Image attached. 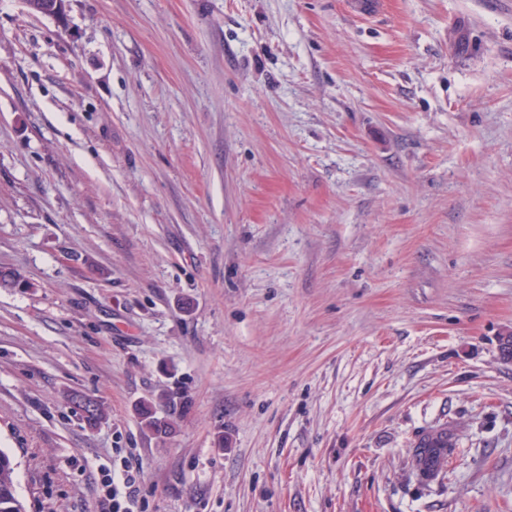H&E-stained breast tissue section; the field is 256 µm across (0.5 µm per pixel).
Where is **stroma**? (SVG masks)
Listing matches in <instances>:
<instances>
[{"mask_svg":"<svg viewBox=\"0 0 512 512\" xmlns=\"http://www.w3.org/2000/svg\"><path fill=\"white\" fill-rule=\"evenodd\" d=\"M385 2L0 0L26 512H512V0ZM414 461L421 475L437 479L448 464V458L456 448V441L448 428L424 434L414 446ZM122 486L124 492H120L119 487L115 484L114 476L106 469H103L101 488L98 496L99 510L98 512H134L132 506L136 499L137 488L136 481L140 475V468L135 467V471L129 466L125 467Z\"/></svg>","mask_w":512,"mask_h":512,"instance_id":"obj_1","label":"stroma"}]
</instances>
